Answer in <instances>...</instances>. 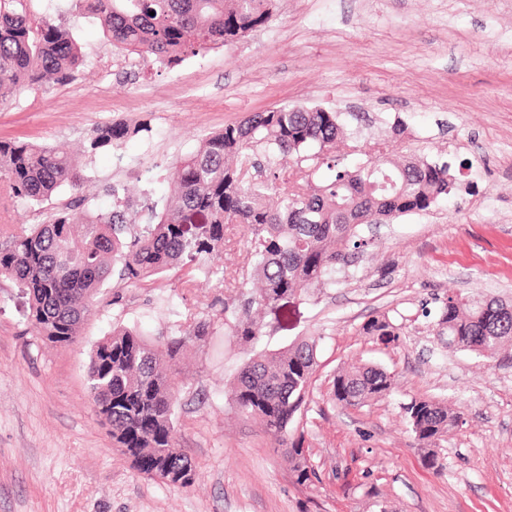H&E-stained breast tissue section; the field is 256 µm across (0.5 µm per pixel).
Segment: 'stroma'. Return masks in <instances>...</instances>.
I'll return each mask as SVG.
<instances>
[{"label":"stroma","instance_id":"stroma-1","mask_svg":"<svg viewBox=\"0 0 512 512\" xmlns=\"http://www.w3.org/2000/svg\"><path fill=\"white\" fill-rule=\"evenodd\" d=\"M245 40L170 67L112 49L70 0H30L34 19L73 29L86 64L65 85L0 105V140L78 149L98 126L146 132L97 154V204L110 184L169 193L173 162L209 133L287 104L360 112L374 129L404 121L400 155L441 157L457 190L429 211L374 228L373 247L336 285L269 312L247 344L215 323L178 363V440L197 470L181 489L138 474L94 415L86 383L93 345L113 324L169 333L206 315V281L168 276L125 290L88 318L77 342L33 335L26 299L0 280V512H512V359L448 352L434 337L451 294L512 301V0H277ZM386 317L401 336L382 345L363 324ZM315 336L311 393L288 427L304 435L317 476L299 484L274 441L244 419L228 384L254 354ZM395 379L388 397L346 409L330 399L342 367ZM459 407L430 468L401 411L411 398Z\"/></svg>","mask_w":512,"mask_h":512}]
</instances>
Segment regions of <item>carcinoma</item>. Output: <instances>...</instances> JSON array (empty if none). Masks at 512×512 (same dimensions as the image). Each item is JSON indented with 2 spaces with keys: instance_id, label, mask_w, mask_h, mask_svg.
<instances>
[{
  "instance_id": "obj_1",
  "label": "carcinoma",
  "mask_w": 512,
  "mask_h": 512,
  "mask_svg": "<svg viewBox=\"0 0 512 512\" xmlns=\"http://www.w3.org/2000/svg\"><path fill=\"white\" fill-rule=\"evenodd\" d=\"M112 46L168 66L209 49L236 43L272 19L275 0H79ZM155 15H149V12ZM83 64L71 29L50 20L32 22L27 0H0V104L22 91L73 79ZM144 131L109 123L96 128L84 148L90 160ZM357 139L343 113L318 106L285 105L254 112L205 137L175 163L176 177L164 203L108 185L112 207L101 210L83 187L88 176L64 147L0 140V185L10 198L42 209L62 190L71 202L40 224L0 230V278L27 298L28 321L45 344L77 342L103 286L114 280L112 304L123 288H141L171 270L198 274L224 287V268L213 264L224 250L227 226L242 227L246 257L232 275L247 290L222 301L219 315L233 335L255 342L260 315L311 288L336 283V273L355 265L372 245L364 226L426 212L455 188L447 161L424 156L399 159L366 143L362 156L345 161L336 141ZM214 321L176 325L151 342L135 327L117 326L91 349L87 385L98 420L113 444L140 474L189 488L196 470L178 447L173 381L183 350L205 342ZM384 343L400 333L386 318L363 325ZM436 335L448 349L492 358L512 347V304L493 297L450 295L443 302ZM319 339L310 337L243 364L231 389L239 413L258 422L281 447L299 483L315 475L306 458L304 433L288 438V426L305 402L317 366ZM394 389L381 367L341 370L332 399L357 409ZM425 460L459 425L461 413L440 402L412 399L401 406Z\"/></svg>"
}]
</instances>
